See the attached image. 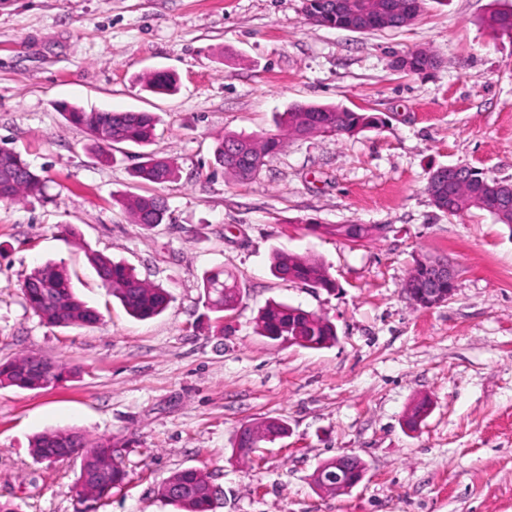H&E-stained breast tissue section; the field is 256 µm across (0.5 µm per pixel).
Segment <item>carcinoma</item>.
<instances>
[{"label":"carcinoma","mask_w":512,"mask_h":512,"mask_svg":"<svg viewBox=\"0 0 512 512\" xmlns=\"http://www.w3.org/2000/svg\"><path fill=\"white\" fill-rule=\"evenodd\" d=\"M487 24L495 31L512 33V13L494 11ZM146 87L155 94H172L177 90V80L168 72L156 71L145 76ZM67 119L87 129L94 146L105 155V149L118 143L147 145L156 129L158 119L148 112H83L66 109ZM377 125V117L368 112H342L340 108L323 104H296L282 114L280 133L254 138L226 133L219 143L216 162L224 174L238 182L256 179L265 157L281 151L290 137H309L318 133L355 135ZM0 200L20 202L42 194L45 179L31 169L16 151L0 147ZM133 175L152 183H165L177 177L174 164L164 158L143 156ZM486 176L479 170L455 181L436 179L428 183L426 191L434 202L448 199V194L461 196L468 209L486 210L485 205L474 201L479 181ZM123 210L137 224L153 225L163 222L167 203L159 196H126L119 199ZM102 285L117 298L126 312L139 320L153 318L167 309L171 294L138 277L134 269L115 263L110 258L94 253L90 257ZM274 272L282 279L299 282L311 288L332 291L336 282L325 265L317 258L297 253L278 252L273 256ZM203 288L207 303L214 312L240 301V289L235 277L222 270L204 276ZM26 308L44 323L55 327L92 326L99 322V313L83 302L74 292L67 270L54 263H45L30 271L21 285ZM258 334L269 336H304L311 349L322 348L336 342V327L326 317L282 301L267 303L258 313ZM6 384L25 389H42L49 384L29 367L28 357H19L0 365V385ZM287 430L277 419L246 426L237 439L233 453L241 460L254 454L261 444L273 442L278 434ZM31 453L38 462L51 458L80 459L77 484L88 499L106 501L112 490L123 485L127 472L118 450L112 443L89 441L73 428H57L35 436ZM109 464L108 475L97 476L98 465ZM159 497L180 512H213L216 493L208 477L200 470L185 468L173 472L159 486Z\"/></svg>","instance_id":"cac0c4a2"}]
</instances>
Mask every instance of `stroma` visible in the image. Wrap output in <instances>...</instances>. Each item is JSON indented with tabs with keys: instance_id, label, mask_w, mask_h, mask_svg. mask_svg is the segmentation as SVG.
<instances>
[{
	"instance_id": "obj_1",
	"label": "stroma",
	"mask_w": 512,
	"mask_h": 512,
	"mask_svg": "<svg viewBox=\"0 0 512 512\" xmlns=\"http://www.w3.org/2000/svg\"><path fill=\"white\" fill-rule=\"evenodd\" d=\"M512 0H424L407 26L354 32L306 21L302 0H0V146L42 174V195L0 201V363L34 356L65 374L45 389L0 385V502L77 512L79 464L35 461L29 442L59 427L121 451L128 477L97 512H176L157 495L195 468L222 491L213 512H512V227L485 211L451 216L426 187L444 166L512 182V35L485 24ZM425 48L438 68L404 73ZM176 74L157 96L143 76ZM296 103L374 114L353 136L289 139L259 177L214 163L224 133L276 132ZM153 112L148 152L178 177H132L137 146L100 159L62 106ZM166 197V223H133L125 195ZM339 224H376L354 243ZM320 258L333 292L272 272L274 253ZM97 252L167 289V310L130 317L103 287ZM449 262L452 298L415 307L403 292L417 259ZM64 266L101 315L53 327L26 309L21 282ZM233 273L235 311L211 312L203 278ZM328 317L337 341L312 350L259 336L269 301ZM430 411L418 430L405 416ZM283 420L287 436L251 460L241 426ZM350 455L363 481L340 496L311 481Z\"/></svg>"
}]
</instances>
